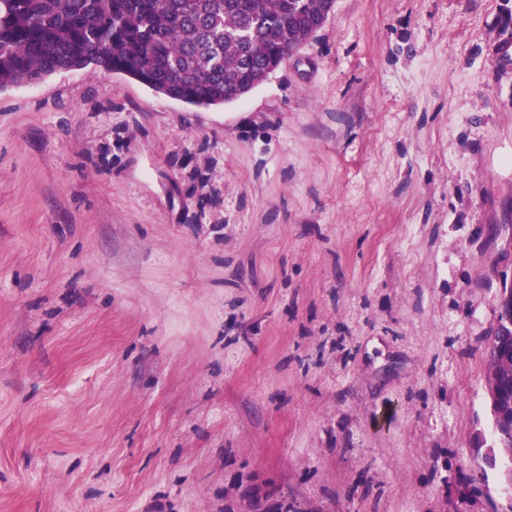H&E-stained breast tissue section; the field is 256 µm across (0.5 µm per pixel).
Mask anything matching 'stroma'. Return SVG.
<instances>
[{
	"label": "stroma",
	"instance_id": "35a3bbf8",
	"mask_svg": "<svg viewBox=\"0 0 512 512\" xmlns=\"http://www.w3.org/2000/svg\"><path fill=\"white\" fill-rule=\"evenodd\" d=\"M502 6L336 0L224 106L100 68L0 91V512H512L472 449Z\"/></svg>",
	"mask_w": 512,
	"mask_h": 512
}]
</instances>
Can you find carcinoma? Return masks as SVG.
<instances>
[{
	"label": "carcinoma",
	"instance_id": "1",
	"mask_svg": "<svg viewBox=\"0 0 512 512\" xmlns=\"http://www.w3.org/2000/svg\"><path fill=\"white\" fill-rule=\"evenodd\" d=\"M335 0H0V90L63 70L103 68L196 107L240 100L308 43ZM512 62V7L497 22ZM486 384L512 356L485 355ZM512 498V435L492 431Z\"/></svg>",
	"mask_w": 512,
	"mask_h": 512
}]
</instances>
